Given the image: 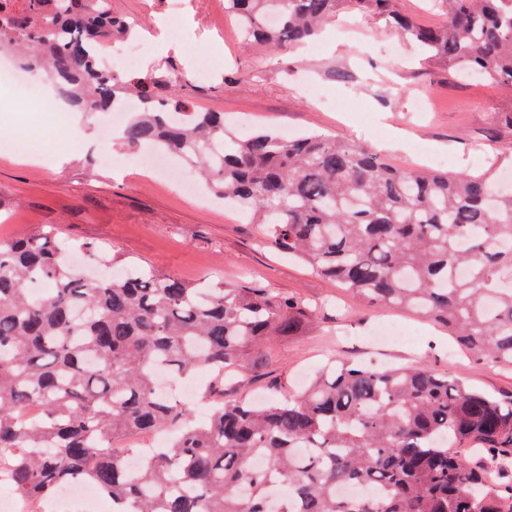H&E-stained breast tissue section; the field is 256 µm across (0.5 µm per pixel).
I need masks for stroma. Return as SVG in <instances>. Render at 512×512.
I'll use <instances>...</instances> for the list:
<instances>
[{"mask_svg":"<svg viewBox=\"0 0 512 512\" xmlns=\"http://www.w3.org/2000/svg\"><path fill=\"white\" fill-rule=\"evenodd\" d=\"M224 0H182L178 50L148 41L136 73L157 60L173 62L182 85L200 107L224 113L231 126L246 122L288 135L322 133L354 141L398 167L424 168L448 155L456 172L475 174L512 145L497 139L500 113L512 112V89L458 75L424 54L388 19L343 10L323 38L282 52L245 42ZM215 56L219 69L200 78L194 62ZM318 83L323 98L304 92ZM100 112L82 113L93 143L60 155L62 122L29 127L0 93V135L30 133L41 147L32 161L0 154V242L54 228L76 245L94 243L140 259L154 270L190 281L237 286L256 282L317 304L318 317L297 336H273L241 355L224 379L226 398H279L298 391L333 354L381 365L416 364L449 373L496 398H512V373L465 351L426 320L374 307L261 238L247 213L225 208L210 191L192 201L173 184L139 165L137 150H109L98 140ZM403 133L400 147L388 138ZM400 322L411 341L371 346L374 327Z\"/></svg>","mask_w":512,"mask_h":512,"instance_id":"obj_1","label":"stroma"}]
</instances>
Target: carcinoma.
<instances>
[{
    "mask_svg": "<svg viewBox=\"0 0 512 512\" xmlns=\"http://www.w3.org/2000/svg\"><path fill=\"white\" fill-rule=\"evenodd\" d=\"M346 1L392 17L449 66L512 85V0H436L444 20L433 28L392 14V0L224 9L246 39L279 49L306 41ZM135 34L98 0H0V49L50 74L70 105L145 102L123 145L177 155L277 251L512 371V288L502 287L512 190L495 191L498 163L477 175L420 171L322 134L242 135L224 113L181 98L168 61L145 76L99 72L94 44ZM67 246L47 234L0 242V468L18 495L45 501L88 482L112 512H512V400L420 366L338 357L301 394L222 399L198 421L158 391V372L209 370L222 382L225 365L272 334H298L314 310L258 284L199 288L88 243L89 255L125 268L91 283L64 262ZM161 429L168 445L135 473L112 453V440ZM259 456L267 468L253 466ZM341 486L368 493L348 498Z\"/></svg>",
    "mask_w": 512,
    "mask_h": 512,
    "instance_id": "1",
    "label": "carcinoma"
}]
</instances>
